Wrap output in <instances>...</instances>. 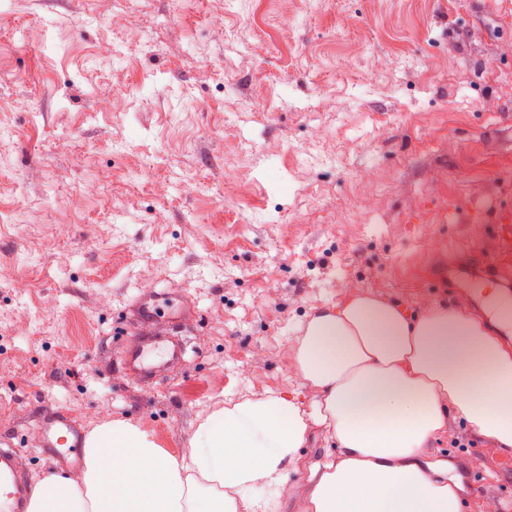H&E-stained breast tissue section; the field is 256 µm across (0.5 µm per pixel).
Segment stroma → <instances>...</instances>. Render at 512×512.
<instances>
[{
    "label": "stroma",
    "instance_id": "obj_1",
    "mask_svg": "<svg viewBox=\"0 0 512 512\" xmlns=\"http://www.w3.org/2000/svg\"><path fill=\"white\" fill-rule=\"evenodd\" d=\"M1 101L0 444L32 481L43 416L179 456L230 393L311 401L295 327L341 286L500 295L470 273L512 202V0H0ZM147 290L189 346L142 379L115 358ZM440 448L462 512H512L511 453L460 420Z\"/></svg>",
    "mask_w": 512,
    "mask_h": 512
}]
</instances>
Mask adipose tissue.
Here are the masks:
<instances>
[{"label":"adipose tissue","instance_id":"adipose-tissue-1","mask_svg":"<svg viewBox=\"0 0 512 512\" xmlns=\"http://www.w3.org/2000/svg\"><path fill=\"white\" fill-rule=\"evenodd\" d=\"M293 370L311 405L249 391L199 426L182 456L115 419L84 440V466L34 487L30 512H260L273 488L302 512H461L459 480L431 443L461 417L486 450L512 451V347L470 301L410 316L360 293L297 327ZM321 427L336 445L308 465Z\"/></svg>","mask_w":512,"mask_h":512}]
</instances>
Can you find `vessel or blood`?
Here are the masks:
<instances>
[{
    "label": "vessel or blood",
    "instance_id": "b4317fda",
    "mask_svg": "<svg viewBox=\"0 0 512 512\" xmlns=\"http://www.w3.org/2000/svg\"><path fill=\"white\" fill-rule=\"evenodd\" d=\"M494 229L501 243V263L491 266L490 277L503 284L512 282V204L502 205L494 216ZM157 297L143 294L136 298L134 311L140 327L127 336L121 352L122 366L142 377L181 359V345H169L163 335L149 332L146 323L154 315ZM44 446L57 461L77 464L81 461L78 427L70 418H43L39 421ZM30 486L22 463L12 447L0 448V512H27Z\"/></svg>",
    "mask_w": 512,
    "mask_h": 512
}]
</instances>
